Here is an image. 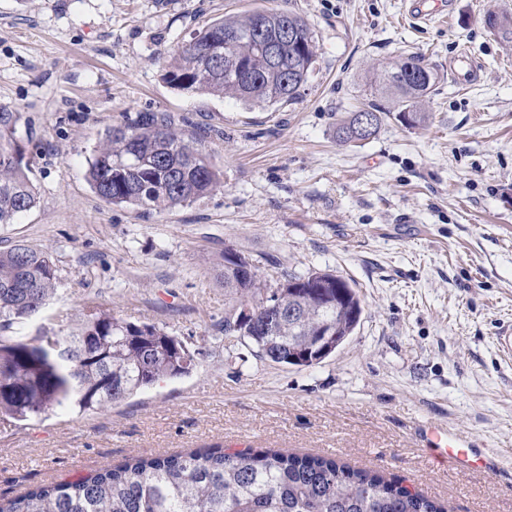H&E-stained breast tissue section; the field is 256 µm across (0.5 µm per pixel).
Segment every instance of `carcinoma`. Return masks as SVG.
Instances as JSON below:
<instances>
[{"label":"carcinoma","instance_id":"obj_1","mask_svg":"<svg viewBox=\"0 0 512 512\" xmlns=\"http://www.w3.org/2000/svg\"><path fill=\"white\" fill-rule=\"evenodd\" d=\"M265 13L270 33L288 23L294 36L281 58L272 60L261 40L250 34L253 19ZM487 30L512 43V14L488 9ZM224 68L202 69L216 46ZM246 66L239 74L236 63ZM316 62L315 41L298 14L254 11L216 19L195 30L191 43L176 47L165 71L180 90L222 95L268 105L297 99ZM393 93L392 107L370 103L372 130L356 127L357 113L336 124V140L351 143L375 136L386 116L397 113L405 126H423V102L440 81L438 70L420 55H401L380 74ZM21 115L0 109V225L11 224L36 206L29 178L27 146L17 136ZM88 179L100 199L143 212H162L190 203L221 185V174L201 144L178 129L162 112H140L112 128L89 161ZM232 260L215 268L224 287L239 293L236 305L254 309V321L239 322V312L224 325L238 332L260 354L284 365L311 366L331 355L357 326L362 313L355 289L329 272L284 273L270 288L254 272L248 284L238 279ZM58 269L52 256L26 244L0 249V415L27 420L68 405L102 410L164 379L181 377L193 356L175 336L150 324H135L91 309L77 328L58 336L11 335L16 324L38 312L55 293ZM285 310L272 332L262 322L269 305ZM0 512H449L433 499L354 469L332 457H299L278 450L247 448L234 452L134 457L91 477L43 485L7 501Z\"/></svg>","mask_w":512,"mask_h":512}]
</instances>
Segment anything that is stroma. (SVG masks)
<instances>
[{
  "label": "stroma",
  "mask_w": 512,
  "mask_h": 512,
  "mask_svg": "<svg viewBox=\"0 0 512 512\" xmlns=\"http://www.w3.org/2000/svg\"><path fill=\"white\" fill-rule=\"evenodd\" d=\"M449 21L409 0H0V108L20 113L38 203L0 225V248L50 253L60 282L18 336L67 332L95 307L178 337L186 376L103 410L0 420V499L133 457L245 448L329 456L448 504L512 512V44L482 24L490 3L451 0ZM288 10L314 32L316 69L290 103L254 106L162 79L202 24ZM478 64L461 85L448 63ZM442 75L426 127L386 118L338 143L362 104L388 105L375 74L401 54ZM165 112L201 139L223 187L144 213L103 202L88 162L112 127ZM234 246L268 285L286 272L347 279L363 311L336 353L274 363L225 332L233 301L212 263ZM460 434L499 468L429 461L427 426Z\"/></svg>",
  "instance_id": "obj_1"
}]
</instances>
